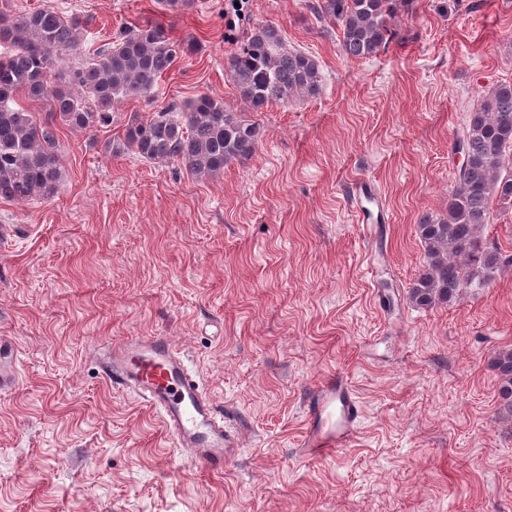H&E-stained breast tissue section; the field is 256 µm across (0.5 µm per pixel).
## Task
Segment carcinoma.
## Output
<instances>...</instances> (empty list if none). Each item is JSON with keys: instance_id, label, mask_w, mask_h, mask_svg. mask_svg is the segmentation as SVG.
Returning <instances> with one entry per match:
<instances>
[{"instance_id": "1", "label": "carcinoma", "mask_w": 512, "mask_h": 512, "mask_svg": "<svg viewBox=\"0 0 512 512\" xmlns=\"http://www.w3.org/2000/svg\"><path fill=\"white\" fill-rule=\"evenodd\" d=\"M401 0H315L319 21L340 30L343 54L363 59L399 37L393 21ZM85 24L51 7L16 14L11 0H0V199L26 202L49 199L62 181L56 131L65 126L91 131L112 117V105L124 98L147 97L174 62L192 45L174 40L152 22L135 24L115 43H104L67 70L58 62L77 51ZM227 69L241 100L258 112L321 90L317 61L289 49L281 30L257 23L238 42ZM18 94L48 102L38 119L16 103ZM265 136L224 102L202 94L163 112L134 114L123 148L150 162L179 161L193 175L211 178L224 167L251 158ZM453 148L467 157L455 172L448 216H425L418 224L426 265L409 290L410 300L427 308L460 299L470 288H485L502 268L505 255L483 242L493 204L512 205V83L485 92ZM500 378L501 412L512 419V349L492 361Z\"/></svg>"}]
</instances>
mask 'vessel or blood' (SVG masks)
Masks as SVG:
<instances>
[{"instance_id": "vessel-or-blood-1", "label": "vessel or blood", "mask_w": 512, "mask_h": 512, "mask_svg": "<svg viewBox=\"0 0 512 512\" xmlns=\"http://www.w3.org/2000/svg\"><path fill=\"white\" fill-rule=\"evenodd\" d=\"M101 372L112 385L136 392L160 412L166 431L190 458L220 474L239 446V435L224 422L182 352L163 336L123 339L109 347ZM301 452L324 458L347 447L355 434L359 404L347 378L336 376L307 402Z\"/></svg>"}]
</instances>
